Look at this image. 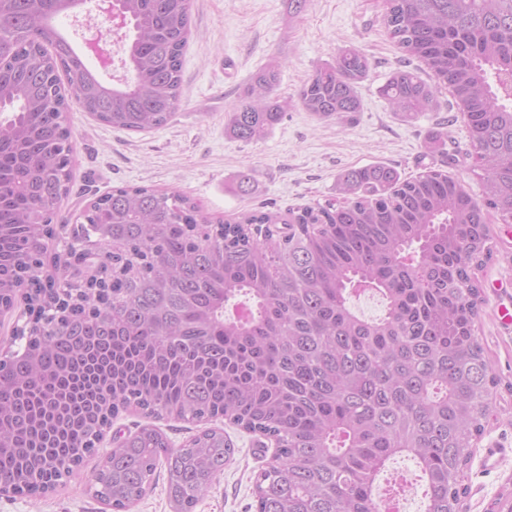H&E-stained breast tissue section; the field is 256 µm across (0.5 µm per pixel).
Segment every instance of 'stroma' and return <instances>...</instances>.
<instances>
[{
  "instance_id": "obj_1",
  "label": "stroma",
  "mask_w": 512,
  "mask_h": 512,
  "mask_svg": "<svg viewBox=\"0 0 512 512\" xmlns=\"http://www.w3.org/2000/svg\"><path fill=\"white\" fill-rule=\"evenodd\" d=\"M80 11V17L58 19L56 26L85 64L111 82V73L86 55L84 41L98 39L118 60L126 41L105 22H91L92 0H85ZM383 16V0H307L297 16L289 13L288 0H191L181 101L166 125L133 132L101 122L75 104L67 111L73 177L51 251L64 252L69 226L89 202L116 187L175 191L197 202L205 214L232 220L246 210L284 216L292 208L325 203L335 197L336 179L344 171L382 163L410 178L443 166L449 155L466 149V121H450L453 98L446 91L438 97L437 110L411 119L391 112L380 88L406 58L389 37ZM344 47L361 50L371 62L359 87L361 110L350 120L321 121L296 105L260 141L246 143L228 132V110L267 62H280L277 92L289 98L315 67L333 61ZM437 132L442 148L427 152L425 143ZM249 166L256 171L255 181L244 193L238 175ZM490 235L494 252L479 274L484 302L477 336L497 379L495 411L464 472L463 512H499V503L512 501V329L498 315L501 305L512 306V224L491 225ZM224 433L237 453L195 512H251L253 477L274 454L273 443L260 435L230 424ZM490 448L506 451L491 468L484 464ZM0 512L112 510L76 477L42 499L0 496Z\"/></svg>"
}]
</instances>
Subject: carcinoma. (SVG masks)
<instances>
[{"label":"carcinoma","mask_w":512,"mask_h":512,"mask_svg":"<svg viewBox=\"0 0 512 512\" xmlns=\"http://www.w3.org/2000/svg\"><path fill=\"white\" fill-rule=\"evenodd\" d=\"M190 2L121 0L133 76L110 86L55 25L85 0H0V312L21 300L28 316L0 342V493L44 497L94 459L87 491L112 512L160 474L178 512H194L232 441L214 426L175 447L149 422L100 449L135 409L273 441L255 512H384L378 482L401 455L419 467L424 512H461L496 385L477 336L476 272L492 254L489 224H512V0H387L384 15L434 81L403 66L381 94L413 117L451 90L482 200L439 168L403 178L371 165L339 176L342 201L292 211L276 234L268 212L213 221L176 192L119 187L82 222L112 274L75 292L70 261L47 264L71 178L62 83L115 128L164 126L180 103ZM370 67L342 49L296 102L320 120L348 117ZM279 76L268 63L228 111L236 139H263L288 110ZM361 285L383 317L353 311Z\"/></svg>","instance_id":"cac0c4a2"}]
</instances>
